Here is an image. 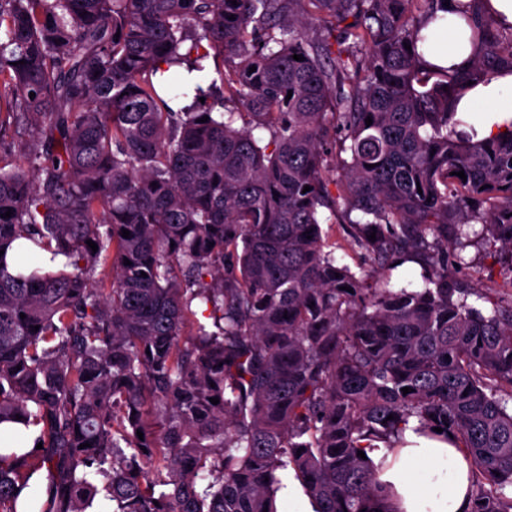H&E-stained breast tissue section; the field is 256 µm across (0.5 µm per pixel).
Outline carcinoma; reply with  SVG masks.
<instances>
[{"label": "carcinoma", "instance_id": "obj_1", "mask_svg": "<svg viewBox=\"0 0 512 512\" xmlns=\"http://www.w3.org/2000/svg\"><path fill=\"white\" fill-rule=\"evenodd\" d=\"M446 1L462 73L419 51ZM487 2L0 0V132L37 161L0 151V425L42 444L0 453V512H277L287 467L316 512H395L357 453L436 427L470 512H512V294L457 268L473 236L512 268V123L456 130L512 74ZM21 238L63 268L12 273Z\"/></svg>", "mask_w": 512, "mask_h": 512}]
</instances>
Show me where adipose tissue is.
Masks as SVG:
<instances>
[{
  "label": "adipose tissue",
  "mask_w": 512,
  "mask_h": 512,
  "mask_svg": "<svg viewBox=\"0 0 512 512\" xmlns=\"http://www.w3.org/2000/svg\"><path fill=\"white\" fill-rule=\"evenodd\" d=\"M457 14L448 12L428 24L431 44L423 51L426 63L464 66L476 53ZM458 112L488 137L512 122V74L492 78L469 91ZM379 464V479L391 487L400 512H469L470 464L466 455L441 437L428 438L405 431L403 444L393 453L370 450Z\"/></svg>",
  "instance_id": "adipose-tissue-1"
}]
</instances>
